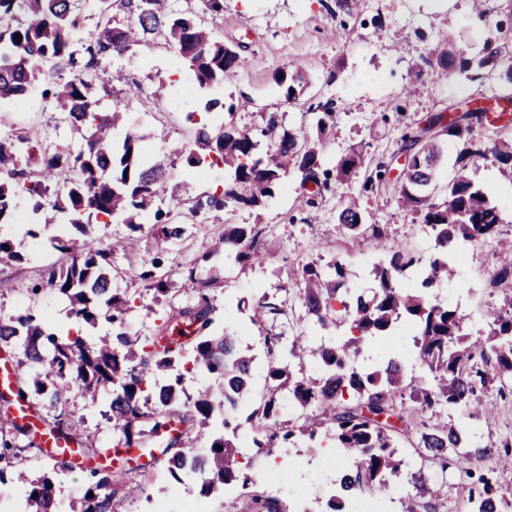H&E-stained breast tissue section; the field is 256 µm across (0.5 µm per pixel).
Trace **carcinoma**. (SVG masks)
Masks as SVG:
<instances>
[{
  "label": "carcinoma",
  "instance_id": "obj_1",
  "mask_svg": "<svg viewBox=\"0 0 512 512\" xmlns=\"http://www.w3.org/2000/svg\"><path fill=\"white\" fill-rule=\"evenodd\" d=\"M80 0H0V102L23 103L37 84L42 94L54 99L67 113L73 131L81 135L83 147L76 153L41 148L39 140L26 134L0 136V224L8 223L16 199L27 195L35 200L34 218L26 235L37 239L42 227L53 218L45 210L66 216V232L50 238L52 247L71 257L66 268L52 269L44 287L64 296L75 320L96 325L104 318L112 324L111 341L103 336L86 341L80 336H63L47 331L42 318L25 311L0 318V343L22 349L20 364L30 392L54 405L67 402L76 389L92 397L112 392L110 416L117 443L125 448L143 445L152 434L168 429L176 420L197 423V435L178 438L192 448L198 436L207 433L203 454L184 452L167 460L170 475L182 473L205 477L206 493L224 488L241 489L249 499L251 512H281L279 500L255 491L256 477L241 466L236 440L248 425L259 448H284L298 440L316 439L318 433L335 442L352 460V468L340 479L336 494L327 500L323 512H348L352 494L372 491L387 495L404 482V512H433L443 491L431 470L405 471L399 454V435L412 422L420 421L418 447L430 457L448 465V454L467 475L491 455L504 467H512V442L466 445L467 433L454 426L430 425L423 421L437 407L450 410L482 406L478 388L499 384L498 391L512 388V303L505 310L487 313L488 330L481 336L468 332L466 317L458 307L441 298L434 289L453 274L463 255L458 241L482 243L494 238L502 212L484 188L477 185L470 170L491 155L502 165L512 166V122L496 117L493 136L482 131L489 121L496 98L474 112L447 115L442 109L428 117V125L402 136L407 167L400 173V199L408 212L418 215L430 228L437 253L424 261L400 247L389 246L383 228L368 224L351 201H344L338 220L355 238L370 234L375 248L383 254L373 267L377 287L366 297L340 287L350 276L349 264L332 258L324 268L303 264L290 278L299 287V300L306 315L323 328L348 325L350 336L341 344L309 348L297 336L287 346L276 327L288 317L287 300L267 292L251 303L250 321L259 332L266 359L264 392L252 411L240 420L241 406L254 398L252 385L255 355L239 347V337L213 328L215 308L208 290L219 282L220 272L206 279L188 269L184 286L191 289L196 303L162 318L158 334L146 340L137 354L130 349L123 325L128 311L125 297L112 290V252L119 244L102 246L94 229L113 221L130 230H141V218L151 216L154 234L179 239L185 225L169 211L156 206L168 191L170 164L147 156L142 149L146 135L129 128L121 139L114 129L120 112L97 110L99 98L94 80L87 78L104 60L120 57L134 46H148L161 38L186 66L194 83L216 93L203 109L224 112L219 126L197 130L194 145L182 144L171 154L197 170L223 164L228 172L224 190L196 200L191 214L224 211L229 205L254 209L274 197L281 175L290 170L300 175V186L310 192L307 205L313 207L333 183L363 176L362 187L378 192L390 182L388 164L370 166L363 155L342 156L331 168L321 157L335 123L331 101L308 106L315 115L316 133L304 125L295 130L279 126L276 116L268 118L262 131L269 144L260 151V141L234 122L241 103L219 98L224 86L237 75L239 52L215 37L192 13L177 11L169 0H120L127 9V24L112 23V0H99L95 32L75 47L71 32L79 27ZM21 36L15 42V35ZM512 72V55L505 44L487 43L475 55L451 43L450 35L439 36L432 55L425 59L431 68L453 75L492 72L503 63ZM73 72L68 79L63 71ZM301 78L282 72L274 77L278 92L287 100ZM462 146L455 174L446 195H434L436 174L448 145ZM36 156L30 170L18 168L22 154ZM276 246L268 241L260 224H226L224 236L210 246L207 255H224L243 267L262 261ZM412 267L420 270L421 288H409L401 281ZM139 278L153 292L160 305L170 292L169 275L161 262L142 268ZM490 285L512 287V242L500 246L490 274ZM408 322L414 350L406 354L395 342V328ZM385 348L381 368L367 370L359 359L364 350ZM318 359L321 376L307 380L291 370L294 360L306 355ZM207 375L218 381L223 397L217 410L211 392L187 393L185 376ZM300 411L303 421L278 422L282 393ZM222 449H216V446ZM21 446L16 437H0V483ZM137 469L117 476L94 471L86 488L80 512H111L118 490L132 496L143 492L133 483ZM11 479L28 487L32 512H54L55 484L44 473L35 478L26 471L13 470ZM93 496H88V493ZM470 512H512V500L499 491L491 474L479 475L469 491Z\"/></svg>",
  "mask_w": 512,
  "mask_h": 512
}]
</instances>
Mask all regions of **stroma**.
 Masks as SVG:
<instances>
[{"instance_id": "obj_1", "label": "stroma", "mask_w": 512, "mask_h": 512, "mask_svg": "<svg viewBox=\"0 0 512 512\" xmlns=\"http://www.w3.org/2000/svg\"><path fill=\"white\" fill-rule=\"evenodd\" d=\"M172 5L193 12L219 39L238 45L241 64L228 91L234 98L249 100L248 107L235 115L238 126H264L272 113L286 128L308 125L312 122L309 103L334 101L331 143L322 156L326 167L334 166L342 154L355 151L368 159L389 160L393 174H400L405 163L401 136L408 128L422 125L428 115L446 105L481 98L491 89L512 113V81L505 70L471 80L424 64L440 32L455 33L461 44L477 51L485 40L497 37L499 28L512 27V0H489L490 14L485 20L476 19L472 0H357L349 13L339 10L335 0H224V13L218 18L211 17L203 0H172ZM281 70L303 73L305 86L294 101H284L275 92L274 76ZM99 77L109 81L112 90L111 96L101 101V110L120 108L123 126L147 132L145 147L153 156L166 157L172 143L194 140L197 127L188 122L187 115L200 111L204 95L179 73L174 54L163 40L108 59ZM132 81L141 85L139 95L127 94L126 85ZM161 81L168 93L158 101L152 91ZM19 129L37 132L44 144L52 147L64 146L75 152L83 145L64 112L38 88L24 104L0 108V135ZM471 176L491 191L503 210L505 222L498 229L497 240H512V170L486 160L472 169ZM225 177L220 167L188 173L183 164H175L169 190L158 204L185 213L186 233L181 240L162 242L150 229L134 233L118 222L100 226L104 244L115 240L127 244L112 255V285L130 300L124 325L129 340L142 342L153 336L164 313L139 280L141 267L156 258L162 261L174 284L169 298L178 309L195 302L191 291L180 286L182 272L192 267L205 278L211 267L217 266L224 283L210 291L216 308L214 327L239 336L242 349L256 356L255 378H262L265 359L249 321V302L256 292L273 293L281 287L295 290V283L288 279L293 267L314 260L323 264L334 256L349 262L352 275L348 285L355 292L367 295L375 286L371 270L376 252L369 241L353 242L337 219L342 201L349 196L367 223L386 230L393 245L426 258L435 252L429 228L402 208L398 188L371 193L362 189L357 178L323 193L313 209L305 208L300 182L289 173L281 177L275 196L260 208L189 216V208L199 197L223 188ZM32 206L28 198L17 199L16 221L0 226V234L14 238L23 254L19 261L0 258V317L31 309L52 329L66 330L72 326L67 302L43 286L48 270L70 263L66 254L49 243L50 237L62 234L64 228L54 223L46 227L43 237H27L25 219ZM228 222L264 225L267 235L279 242V252L246 269L225 266L220 258L205 261L210 240L223 234ZM497 240L464 246L462 263L439 290L441 297L467 315L475 336L486 330L483 312L506 307L512 299V288L488 284ZM483 401L488 415L472 417L464 410L439 408L426 420L465 427L477 442L512 440V396H499L492 388ZM109 404L107 394L90 398L77 391L71 392L62 406L41 398L29 400L44 428L90 435L100 448L112 445ZM19 442L25 450L13 459L14 468L36 475L56 470L59 512H78L88 474L61 461L37 458L35 450L27 446V437H20ZM241 453L250 473L259 476L261 491L279 498L288 512H319L332 495L337 477L350 466L341 449L311 447L304 442L295 448H259L247 436ZM130 456L132 465L145 468L146 491L138 497L117 496L112 512H185L189 493L198 497L206 512H249L247 498L206 496L195 480L174 481L165 457L151 458L149 447L134 448ZM288 461L294 465V484L304 487L305 495L284 490L275 465Z\"/></svg>"}]
</instances>
